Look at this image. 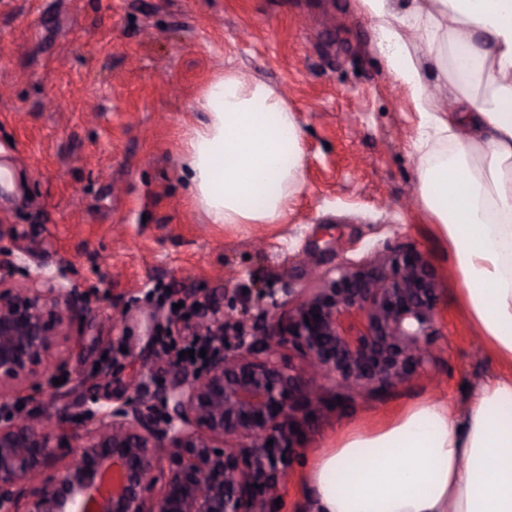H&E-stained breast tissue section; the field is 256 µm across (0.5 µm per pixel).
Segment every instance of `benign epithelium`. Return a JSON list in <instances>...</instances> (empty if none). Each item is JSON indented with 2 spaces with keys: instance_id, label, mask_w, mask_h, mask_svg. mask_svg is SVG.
I'll list each match as a JSON object with an SVG mask.
<instances>
[{
  "instance_id": "7a95c632",
  "label": "benign epithelium",
  "mask_w": 512,
  "mask_h": 512,
  "mask_svg": "<svg viewBox=\"0 0 512 512\" xmlns=\"http://www.w3.org/2000/svg\"><path fill=\"white\" fill-rule=\"evenodd\" d=\"M437 295L417 247L374 249L338 263L285 315L270 302L261 339L231 311L226 321L209 316L205 326L227 342L202 368L177 363L191 377L165 390L163 415L126 401L102 410L58 467L64 421L30 423L15 412L14 391L52 379L72 325L92 306L39 270L25 288L0 279V512H17L31 478L53 466L29 512H261L268 472L319 383L381 392L431 361ZM284 348L304 359L305 377L280 363Z\"/></svg>"
}]
</instances>
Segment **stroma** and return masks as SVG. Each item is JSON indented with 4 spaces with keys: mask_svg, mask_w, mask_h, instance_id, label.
Returning <instances> with one entry per match:
<instances>
[{
    "mask_svg": "<svg viewBox=\"0 0 512 512\" xmlns=\"http://www.w3.org/2000/svg\"><path fill=\"white\" fill-rule=\"evenodd\" d=\"M355 0H0V278L20 262L97 299L74 323L66 380L24 411L85 434L90 403L153 404L184 374L152 336L159 290L247 331L258 291L299 302L321 275L375 246L416 245L439 285L429 373L380 393L327 390L279 460L278 507L298 512L297 476L347 427L438 393L465 404L496 372L453 303L448 255L416 200L409 137L418 116L394 89ZM284 94L301 128L303 187L283 224L208 223L185 176L196 100L227 64Z\"/></svg>",
    "mask_w": 512,
    "mask_h": 512,
    "instance_id": "35a3bbf8",
    "label": "stroma"
}]
</instances>
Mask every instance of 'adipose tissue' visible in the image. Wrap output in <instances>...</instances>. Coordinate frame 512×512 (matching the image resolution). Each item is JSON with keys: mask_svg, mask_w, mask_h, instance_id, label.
<instances>
[{"mask_svg": "<svg viewBox=\"0 0 512 512\" xmlns=\"http://www.w3.org/2000/svg\"><path fill=\"white\" fill-rule=\"evenodd\" d=\"M392 83L418 114L417 198L490 358L512 366V0H359ZM196 104L193 199L213 224L284 223L302 181L287 100L225 69ZM308 512H512V374L463 410L431 396L351 427L300 477Z\"/></svg>", "mask_w": 512, "mask_h": 512, "instance_id": "obj_1", "label": "adipose tissue"}]
</instances>
